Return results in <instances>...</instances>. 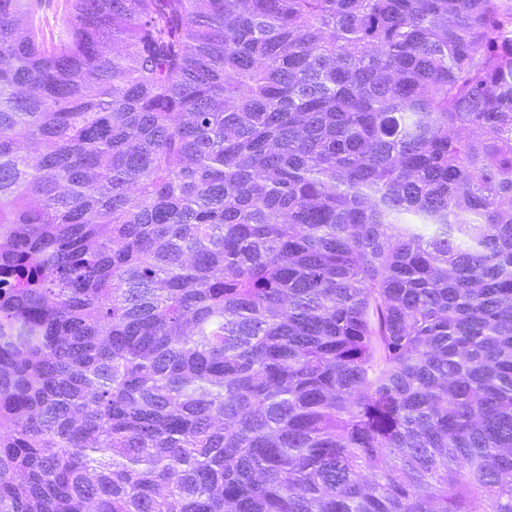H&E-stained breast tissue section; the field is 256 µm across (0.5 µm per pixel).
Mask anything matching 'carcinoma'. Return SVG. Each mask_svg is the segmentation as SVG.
<instances>
[{"label": "carcinoma", "instance_id": "obj_1", "mask_svg": "<svg viewBox=\"0 0 512 512\" xmlns=\"http://www.w3.org/2000/svg\"><path fill=\"white\" fill-rule=\"evenodd\" d=\"M0 512H512V0H0Z\"/></svg>", "mask_w": 512, "mask_h": 512}]
</instances>
